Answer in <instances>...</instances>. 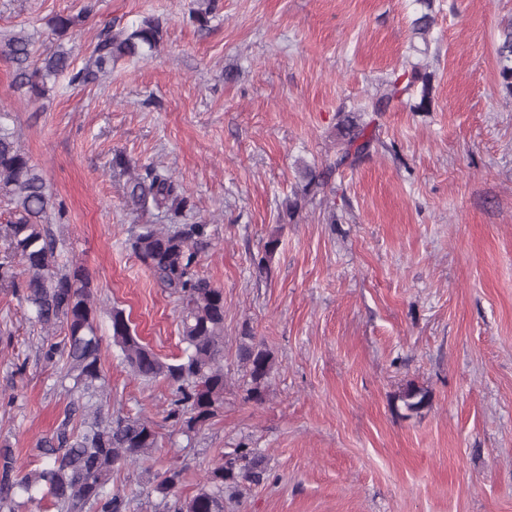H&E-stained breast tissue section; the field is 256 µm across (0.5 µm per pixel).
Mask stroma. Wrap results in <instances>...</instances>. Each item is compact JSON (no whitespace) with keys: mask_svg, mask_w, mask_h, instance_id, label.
<instances>
[{"mask_svg":"<svg viewBox=\"0 0 512 512\" xmlns=\"http://www.w3.org/2000/svg\"><path fill=\"white\" fill-rule=\"evenodd\" d=\"M191 2L0 0V34L26 27L42 49L56 15L80 16L77 68L104 27L163 25L156 52L89 84L59 77L39 101L0 61V109L65 205L50 224L59 259L93 279L108 411L147 415L162 437L112 490L135 492L130 512H159L144 493L157 471L180 466L185 499L246 442L267 478L226 512H512V100L495 52L512 0H435L424 54L410 47L415 0H218L204 29ZM417 64L433 75L431 111L369 113L387 74ZM350 111L371 147L302 195L301 166L333 155ZM117 151L169 169L189 221L209 226L198 271L224 292V407L190 441L167 417L168 386L134 377L112 344L119 307L159 355L183 349L177 297L129 247L143 219ZM247 332L274 358L259 402L238 358ZM41 338L0 289V442L34 468L71 402ZM410 382L431 400L405 418L392 402Z\"/></svg>","mask_w":512,"mask_h":512,"instance_id":"35a3bbf8","label":"stroma"}]
</instances>
